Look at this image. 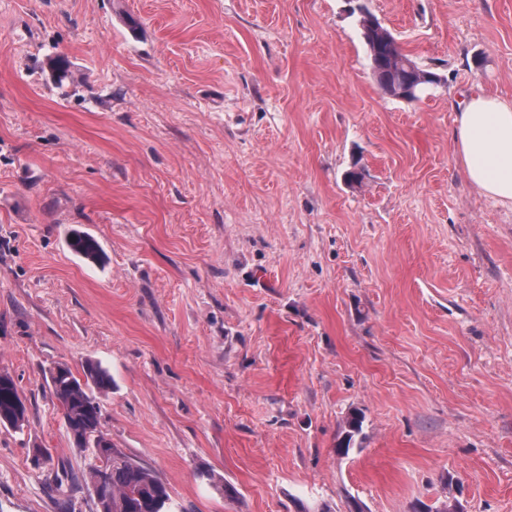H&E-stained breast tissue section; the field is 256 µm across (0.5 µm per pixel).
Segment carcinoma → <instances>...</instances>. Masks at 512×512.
<instances>
[{
    "label": "carcinoma",
    "instance_id": "obj_1",
    "mask_svg": "<svg viewBox=\"0 0 512 512\" xmlns=\"http://www.w3.org/2000/svg\"><path fill=\"white\" fill-rule=\"evenodd\" d=\"M378 36L386 42L373 45L362 35L371 63L374 79L383 91L407 72L405 64L416 65L408 55L391 48L393 34L380 27ZM58 83L72 80L67 57L57 55L50 61ZM74 254L94 262L101 251L96 238L80 231H72L66 241ZM83 377H76L71 369L60 364L51 372V394L57 400L72 444L79 449L100 448L103 466L90 473V483L100 482V492L94 497L95 512H168L170 494L167 485L150 469L141 466L119 449L102 432L101 408L94 392L112 389V377L99 363L87 360L82 365ZM19 390L13 377L0 372V426L20 430L27 422V408L18 404ZM362 430V417L354 413L347 420V430L337 445L339 451H349L353 439Z\"/></svg>",
    "mask_w": 512,
    "mask_h": 512
}]
</instances>
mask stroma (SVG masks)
<instances>
[{
	"mask_svg": "<svg viewBox=\"0 0 512 512\" xmlns=\"http://www.w3.org/2000/svg\"><path fill=\"white\" fill-rule=\"evenodd\" d=\"M363 3L439 77L421 100L380 90L349 0H0V371L28 408L0 512H65L70 472L94 512L50 391L89 359L172 512H512V207L453 141L464 93L512 99V0ZM67 247L74 254L91 262L97 261L100 257V246L96 238L92 235L73 230L66 241Z\"/></svg>",
	"mask_w": 512,
	"mask_h": 512,
	"instance_id": "stroma-1",
	"label": "stroma"
}]
</instances>
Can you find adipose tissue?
<instances>
[{
    "label": "adipose tissue",
    "mask_w": 512,
    "mask_h": 512,
    "mask_svg": "<svg viewBox=\"0 0 512 512\" xmlns=\"http://www.w3.org/2000/svg\"><path fill=\"white\" fill-rule=\"evenodd\" d=\"M453 136L471 184L483 196L512 206V100L468 94L456 113Z\"/></svg>",
    "instance_id": "1"
}]
</instances>
